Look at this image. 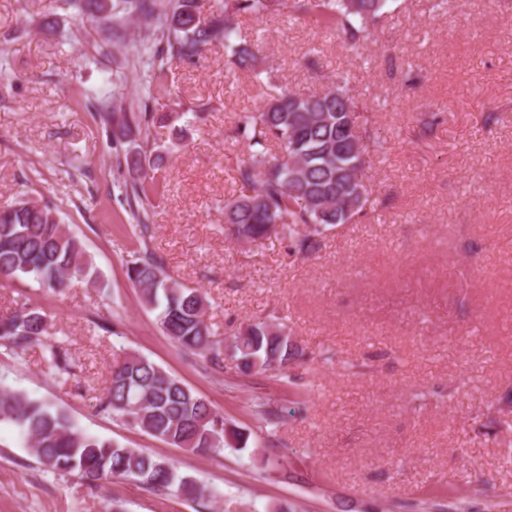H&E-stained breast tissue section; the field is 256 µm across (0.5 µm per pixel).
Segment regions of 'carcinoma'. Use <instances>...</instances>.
Returning a JSON list of instances; mask_svg holds the SVG:
<instances>
[{
	"instance_id": "cac0c4a2",
	"label": "carcinoma",
	"mask_w": 512,
	"mask_h": 512,
	"mask_svg": "<svg viewBox=\"0 0 512 512\" xmlns=\"http://www.w3.org/2000/svg\"><path fill=\"white\" fill-rule=\"evenodd\" d=\"M389 2L224 0V9L202 22L196 0H67L79 17L103 15L110 21L99 30L105 44L117 31L111 21L129 18L136 23L138 40L116 67L134 69L148 57V96L129 102L114 94L81 91L80 102L106 133L112 166L122 178L135 244L126 265L129 282L140 291L143 307L156 313L162 332L214 369L224 368L229 349L243 373L284 375L304 349L282 328L265 321L246 324L224 345L205 320L206 296L170 275L149 246L151 216L167 191L165 161L205 112L201 105L172 97L168 71L175 63H194L208 47L221 45L230 69L263 84L259 101L236 121L251 154L237 165L235 188L224 198V223L243 242L281 234L293 252L307 256L320 248L324 232L376 210L377 199L363 183V174L369 152H381L383 143L359 120L348 77L336 75L319 95H301L263 80L258 45L241 37L236 19L288 9L315 17L356 46L369 37ZM162 99L168 100L167 111L158 112L154 102ZM157 128L169 129V142L156 141ZM22 277L58 295L75 280L99 285L82 240L65 230L54 205L30 197L0 210V279ZM52 327L40 308L25 304L0 318V345L16 355L40 345L48 352V369L68 375V352L63 342L52 339ZM98 409L167 446L198 453L215 452L241 436L191 387L137 352L115 363ZM0 422L18 429L30 454L47 470L76 475L92 487L122 477L184 498L203 496V489L180 474L171 460L90 434L45 399L1 387Z\"/></svg>"
}]
</instances>
